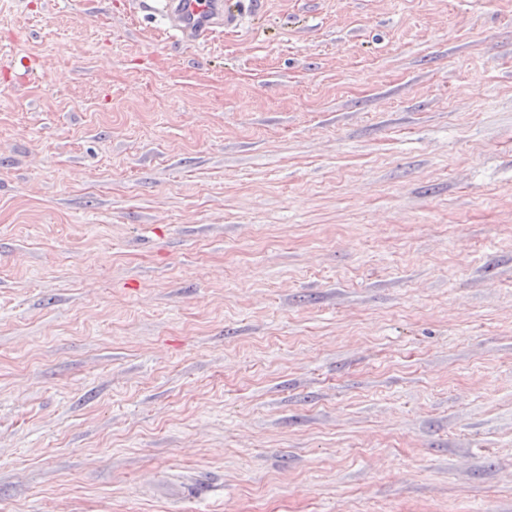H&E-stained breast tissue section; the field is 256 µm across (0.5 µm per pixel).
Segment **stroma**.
Masks as SVG:
<instances>
[{
	"instance_id": "stroma-1",
	"label": "stroma",
	"mask_w": 512,
	"mask_h": 512,
	"mask_svg": "<svg viewBox=\"0 0 512 512\" xmlns=\"http://www.w3.org/2000/svg\"><path fill=\"white\" fill-rule=\"evenodd\" d=\"M0 0V512H512V0ZM167 7L181 33L192 41L206 38L223 21L225 27L236 22L223 0H169Z\"/></svg>"
}]
</instances>
